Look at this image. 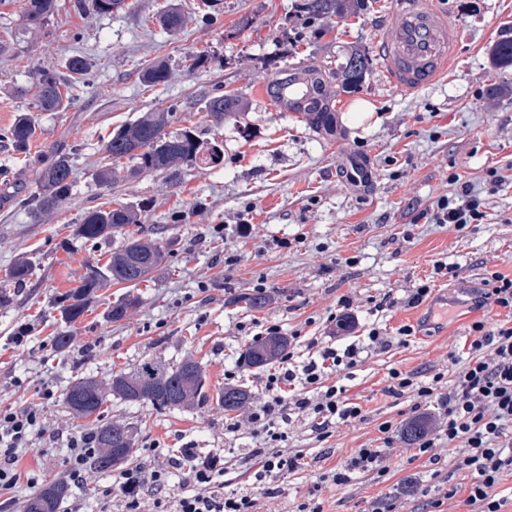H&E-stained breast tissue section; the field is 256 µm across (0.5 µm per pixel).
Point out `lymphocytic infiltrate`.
I'll list each match as a JSON object with an SVG mask.
<instances>
[{"mask_svg": "<svg viewBox=\"0 0 512 512\" xmlns=\"http://www.w3.org/2000/svg\"><path fill=\"white\" fill-rule=\"evenodd\" d=\"M453 192L439 197L420 213L429 224H449L463 230L489 219L480 190L469 182L452 176ZM479 305L492 304L504 310L505 318L493 326L476 322L470 328V340L464 354L449 353L448 359L457 372L452 383H445L444 373L430 380H418L415 373L390 369L385 395L393 398L412 396L417 406H435L437 413L430 430L418 443V454L438 463L440 441H447L456 470L470 474L467 485H454L438 497L423 504L421 512H444L443 507L465 493L471 512H502L503 499L495 489L505 473L512 472V276L496 270L486 271ZM409 327L398 328L396 336L382 335L379 329L368 333V345L351 343L344 350L310 340L314 355L295 362L285 355L264 377V396L251 410L248 423L259 440L250 449L255 487L250 491L224 495L216 488L224 474L219 454L202 453L185 446L171 449L162 464L152 468L129 465L121 468L111 485L102 492L100 512H109L111 502H119L122 512H139L143 499H152L155 512H260L261 496L271 495L273 485L285 474L302 467V451L282 450L291 425H310L319 438L330 437L336 423L363 416L359 404L347 401L345 389L337 382L342 371L362 362L368 349H389L405 344ZM382 443L356 449L343 465L324 470L319 476L323 485L348 484L352 474L374 472L386 476L391 471L385 453L393 440V424L379 425ZM39 406L29 404L0 409V507L17 504L19 483L36 487L34 474H22L20 463L45 444ZM181 475L185 490L172 494L170 481Z\"/></svg>", "mask_w": 512, "mask_h": 512, "instance_id": "f902f5d3", "label": "lymphocytic infiltrate"}]
</instances>
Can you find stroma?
<instances>
[{"instance_id": "obj_1", "label": "stroma", "mask_w": 512, "mask_h": 512, "mask_svg": "<svg viewBox=\"0 0 512 512\" xmlns=\"http://www.w3.org/2000/svg\"><path fill=\"white\" fill-rule=\"evenodd\" d=\"M168 0H126L107 15L77 12L74 0L40 30L25 33V0H0V35L19 39L0 53V281L18 259L33 262L24 285L12 286V301L0 306V407L39 401L43 386L54 392L42 403L49 431H90L91 419L74 418L61 403L71 380L108 381L147 360L176 363L191 356L205 368V395L188 408L157 410L109 398L103 420H120L133 430L135 463L163 461L169 450L193 443L202 452L227 451L224 491L251 488L247 454L255 439L224 432L226 416L216 403L224 373L261 399L265 372L241 366L252 336L278 324L294 355L308 353L310 338H332L334 313L347 297L357 312L355 336L367 343L371 328L395 334L411 327L406 345L369 353L345 379L346 395L364 410L363 419L337 425L318 440L309 426L292 428L288 446L306 455V468L282 476L266 512H294L316 493L323 512H364L372 499L412 482L416 502L434 495L442 482L457 484L447 445L431 464L397 437L389 450L399 468L384 477L357 473L350 485L317 488L320 472L340 465L362 445L376 441L382 422H403L413 399H395L382 389L390 369L427 379L448 367L473 322L496 323L500 310L476 307L481 279L493 268L512 275V69L491 56L502 35L512 36V0H441L463 30L458 58L448 79L417 96H405L371 66L353 89L331 86L327 109L342 115L346 130L335 136L316 129L308 116L279 111L262 91L293 67L337 71L352 50L373 56V40L392 19L391 0H365L354 15L331 22L304 20L302 0H177L187 22L169 33L155 20ZM206 55L208 66L189 72L188 55ZM86 57L89 70L73 84L64 112H39L31 91L37 69L67 57ZM168 64L171 77L144 84L141 73L154 62ZM235 92L246 102L239 121L213 125L204 103L216 93ZM33 112L39 130L28 155L12 150L6 131L21 112ZM149 111L174 113L178 127H198L205 139L224 146V160L209 169L184 168L179 182L162 172L118 176L98 183L94 170L108 134ZM67 145L73 155L72 192L54 210L33 216L7 198L4 183L37 190L34 159ZM363 161L372 181L357 190L336 177L352 160ZM506 182L488 195L492 220L464 230L416 222V215L447 193L450 175L482 185L488 169ZM118 203L141 207V231L162 238L166 268L136 292L141 302L127 319L107 313L126 291L115 284L99 291L83 317L65 325L54 299L75 286L88 267L102 266L122 234L88 242L72 227L83 214ZM248 222L251 233L237 228ZM410 231L412 240L396 239ZM305 234L304 246H290ZM461 266L459 279L435 282L426 301L409 304L408 292L430 278L435 260ZM264 286L271 302L249 310L238 297ZM395 300L380 309L384 295ZM459 306L451 321H439L443 301ZM71 330L77 346L53 349L51 338Z\"/></svg>"}]
</instances>
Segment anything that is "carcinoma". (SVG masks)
<instances>
[{
	"instance_id": "1",
	"label": "carcinoma",
	"mask_w": 512,
	"mask_h": 512,
	"mask_svg": "<svg viewBox=\"0 0 512 512\" xmlns=\"http://www.w3.org/2000/svg\"><path fill=\"white\" fill-rule=\"evenodd\" d=\"M125 0H75V7L88 9L94 14H108L122 5ZM348 0H302L301 12L311 20L341 18L347 11ZM56 10V0H28L25 21L29 28L36 29ZM159 24L170 32L179 30L184 22L183 15L174 5L161 13ZM498 64L512 66V39L498 42L495 51ZM66 76L74 81L88 70V63L81 56L69 57L64 62ZM369 70V59L359 53L350 54L340 71L343 87H356L363 81ZM171 73L164 63H158L142 74V81L155 85L166 82ZM63 79L53 69L39 71L35 94L36 108L40 112H63L69 106V97L62 93ZM244 102L235 93L211 96L205 104L212 121L222 124L242 115ZM171 114L168 112H145L133 122L112 130L103 146L107 163L96 171V179L103 184L112 183L115 174L113 165L126 158L133 162L128 176L163 172L173 180L180 179L183 167H214L224 158V148L217 142H208L200 134L185 127L167 133L165 128ZM35 118L26 112L17 115L7 133L13 149L20 153L29 151L36 138ZM38 191L29 196L37 212L54 209L65 200L71 191L72 167L68 153L56 149L37 158ZM140 220V211L132 206L119 204L115 208H96L84 214L75 225L74 235L86 241H95L119 232L129 224ZM166 246L158 238L130 237L115 251L105 266L90 269L77 285L60 295L57 307L63 320L76 322L90 308L96 293L109 280L137 286L148 281L151 275L161 270L167 261ZM32 264L27 259L14 263L6 272V281L23 283L31 274ZM139 297L125 294L109 310L108 317L117 322L128 317L137 309ZM290 339L286 336H265L250 342L241 356L247 367L262 368L281 358L288 352ZM205 370L202 363L188 356L175 364L145 362L131 372L112 375L106 382L90 377H77L63 393V402L79 418L100 415V409L113 396L124 402L151 405L158 409H175L190 406L203 396ZM252 398L251 393L241 386H226L218 393L217 401L226 412L244 409ZM95 456L88 461L90 469L108 473L131 459L136 452V440L130 427L124 423L107 421L94 429ZM66 481L55 480L46 484L35 495L27 499L23 512H59L63 501L69 496Z\"/></svg>"
}]
</instances>
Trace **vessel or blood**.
<instances>
[{
    "label": "vessel or blood",
    "mask_w": 512,
    "mask_h": 512,
    "mask_svg": "<svg viewBox=\"0 0 512 512\" xmlns=\"http://www.w3.org/2000/svg\"><path fill=\"white\" fill-rule=\"evenodd\" d=\"M460 39L458 22L439 0H394L393 21L375 39L380 71L401 94L421 93L447 76ZM313 84L307 69H291L275 81L273 100L283 112L307 111Z\"/></svg>",
    "instance_id": "vessel-or-blood-1"
}]
</instances>
